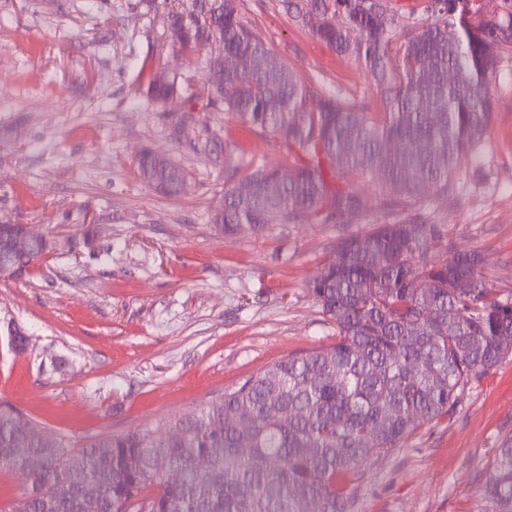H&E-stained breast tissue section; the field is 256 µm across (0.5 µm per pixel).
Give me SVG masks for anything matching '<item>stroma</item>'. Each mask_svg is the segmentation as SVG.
Returning a JSON list of instances; mask_svg holds the SVG:
<instances>
[{"mask_svg":"<svg viewBox=\"0 0 512 512\" xmlns=\"http://www.w3.org/2000/svg\"><path fill=\"white\" fill-rule=\"evenodd\" d=\"M192 0H0V221L30 225L54 249L32 274L0 282V399L47 436L74 441L159 426L284 356L327 347L336 327L309 282L339 239L386 221L376 186L348 177L366 203L326 223L235 234L210 224L226 183L252 167L307 155L207 104V70L173 49L171 12ZM241 14L305 83L378 102L368 70L298 26L279 0H240ZM175 76L168 103L148 82ZM495 116L459 163L453 197L429 194L452 251H479L481 277L512 298V44L492 79ZM246 148L234 176L214 157L225 136ZM150 149L187 173L167 196L144 183ZM27 346L15 354L12 336ZM512 436V356L471 383L454 415L424 424L372 458L353 512H470Z\"/></svg>","mask_w":512,"mask_h":512,"instance_id":"obj_1","label":"stroma"}]
</instances>
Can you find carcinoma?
<instances>
[{"mask_svg":"<svg viewBox=\"0 0 512 512\" xmlns=\"http://www.w3.org/2000/svg\"><path fill=\"white\" fill-rule=\"evenodd\" d=\"M297 23L317 13L313 35L364 65L384 89L377 111L363 99L315 95L248 25L238 0H194L188 14L169 13L172 42L187 57L221 52L239 58L237 70L211 85L208 104L250 129L305 151L310 161L292 168L276 193L264 186L279 169L261 166L248 179L246 199L224 190L221 232L248 224L261 229L298 224L320 208L359 213L363 201L347 186L329 188L322 160L336 176L362 175L378 186L376 205L393 220L336 243V254L314 278L311 292L336 325V342L291 354L224 388L194 413L167 419V431L146 426L124 434L101 433L75 444L64 436L31 442L14 464L12 438L35 420L0 401V470L22 471L23 490L4 512H352V484L374 456L389 454L419 425L453 414L472 380L512 354V301L485 287L475 251H448L436 225L416 209L433 189L455 190L459 160L473 154L493 117L491 78L508 24L483 25L472 37L460 28L463 0H422L399 15L388 0H281ZM408 29L396 42V31ZM460 30L458 44L448 29ZM465 82L448 84V69ZM149 98L167 101L173 85L152 79ZM392 140L408 145L389 154ZM372 157L368 168L363 159ZM137 168L143 182L177 194L151 151ZM424 223L420 238L406 228ZM37 249L14 262L20 280L47 257ZM464 280L468 287L458 288ZM245 409L257 425L251 454L239 452L242 433L226 412ZM288 413L286 422L266 414ZM207 457L201 479L196 461ZM493 479L475 491L471 512H512V437L493 459ZM182 479L169 484L164 470Z\"/></svg>","mask_w":512,"mask_h":512,"instance_id":"carcinoma-1","label":"carcinoma"}]
</instances>
